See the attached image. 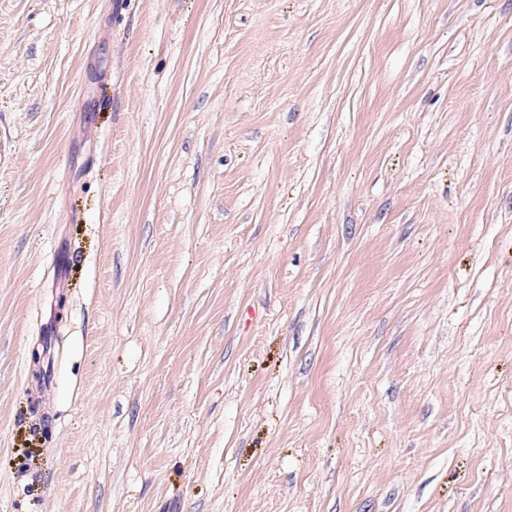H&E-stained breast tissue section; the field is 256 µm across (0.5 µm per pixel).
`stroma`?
Returning <instances> with one entry per match:
<instances>
[{"label": "stroma", "mask_w": 512, "mask_h": 512, "mask_svg": "<svg viewBox=\"0 0 512 512\" xmlns=\"http://www.w3.org/2000/svg\"><path fill=\"white\" fill-rule=\"evenodd\" d=\"M0 512H512V0H0Z\"/></svg>", "instance_id": "obj_1"}]
</instances>
